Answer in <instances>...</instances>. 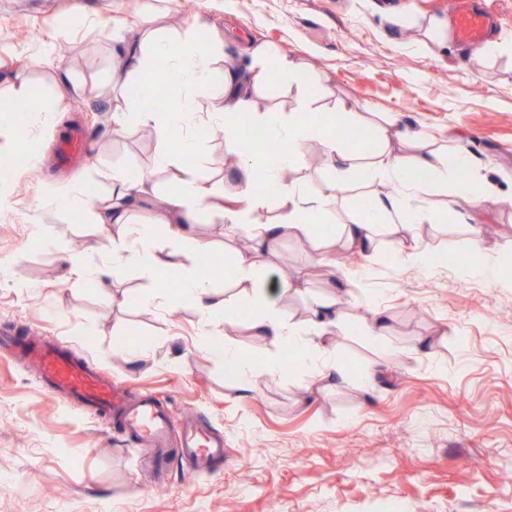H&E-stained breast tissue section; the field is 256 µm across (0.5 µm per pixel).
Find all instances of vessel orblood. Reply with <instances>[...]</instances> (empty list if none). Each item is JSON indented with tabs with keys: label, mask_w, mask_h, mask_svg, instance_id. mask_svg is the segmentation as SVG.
<instances>
[{
	"label": "vessel or blood",
	"mask_w": 512,
	"mask_h": 512,
	"mask_svg": "<svg viewBox=\"0 0 512 512\" xmlns=\"http://www.w3.org/2000/svg\"><path fill=\"white\" fill-rule=\"evenodd\" d=\"M451 22L456 42L468 50L482 47L488 37L489 16L479 0H452ZM0 354L33 364L49 394L64 396L79 410L94 416H115L124 432L156 446L167 442L171 411L167 401L150 391L131 396L119 385L94 370L75 352L57 344L32 341L0 346ZM180 453L203 470H213L224 459V440L189 423L181 432Z\"/></svg>",
	"instance_id": "vessel-or-blood-1"
}]
</instances>
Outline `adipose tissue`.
I'll return each mask as SVG.
<instances>
[{"mask_svg":"<svg viewBox=\"0 0 512 512\" xmlns=\"http://www.w3.org/2000/svg\"><path fill=\"white\" fill-rule=\"evenodd\" d=\"M223 44L224 38L218 31L204 42L190 29L177 38L142 25L132 29L130 43L116 53L113 83L121 103L113 111L112 121L119 127H152L157 142L155 165L134 175L124 168H113L112 190L108 196H87L83 186L77 185L59 197L57 203L92 213L96 223L120 226L129 223L133 212L142 205L156 173H164L173 187L172 193L151 222L140 225L135 241L124 238L113 241L108 274L120 276L127 266L135 263L145 277L153 279L155 287L164 289L168 286L164 273H179L181 297L194 306L199 319L213 335L207 351L223 360L225 375L236 380L242 374L243 365L236 351L219 340L218 335L223 315L237 306L251 308V328L255 335L274 345L288 343L290 349L300 350L305 357L317 358V348L297 339L294 327L287 323L278 307L280 297L288 291V280L270 281L258 271L256 258L284 236L313 240L317 224L331 214L336 204L332 196L309 202L300 189L285 185L279 189L277 218L254 221L252 215L261 201L252 195L250 188L260 170L252 154L240 152L238 148L237 120L263 124L268 138L287 145V152L279 156L284 166L297 164L305 142L317 140L336 176L337 187L354 180L373 182L380 169L390 175L389 190L362 195L358 201L360 218L342 228L345 243L362 251L375 248L378 230L385 224L401 225L407 235H415L423 215L432 209L426 194L438 183L453 181L457 194L475 200L482 197L483 189L471 182L473 160L463 149L440 160L422 153L407 158L390 150L380 135L374 140L379 162L371 167L362 163L357 147L342 142L320 113L305 110L277 122L267 121L265 114L255 109V96L266 84L270 66H277L281 75L303 85L308 84V76L278 46L265 43L245 48V55L251 59L248 75H240L238 69L229 67L215 70L214 63ZM160 57L171 66V88L178 95L177 105L171 110L150 105L156 90L146 73ZM212 79L224 89L220 107L225 119L224 139L235 156L230 170L239 190L231 197L225 196L223 187L194 179L184 158L171 150L174 138L185 137L189 130L203 126L202 116L192 107V92ZM205 214L244 225L251 241L248 250L230 255L228 274L238 289L235 296L216 292L210 284L186 271L190 257L215 254L211 241L191 233L192 225ZM158 224L168 228L171 241L168 248L154 245L153 228Z\"/></svg>","mask_w":512,"mask_h":512,"instance_id":"obj_1","label":"adipose tissue"}]
</instances>
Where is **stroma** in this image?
<instances>
[{
    "mask_svg": "<svg viewBox=\"0 0 512 512\" xmlns=\"http://www.w3.org/2000/svg\"><path fill=\"white\" fill-rule=\"evenodd\" d=\"M482 3L498 45L491 54L435 44L429 24L449 19L448 0H0V86L31 112L24 125L0 119V157L15 165L0 181V331L63 343L172 410L168 448H149L112 417L46 393L30 366L0 358V512H512L503 479L512 472V275L503 273L512 261V0ZM147 15L171 35L195 21L223 23L224 53L241 65L244 44L268 42L314 75L302 87L271 72L258 111L285 116L309 103L329 117L356 112L361 133H384L394 152L413 155L423 135L434 158L460 145L477 157L471 176L489 188L481 204L434 186L430 198L452 202L456 218L427 216L413 239L386 228L361 252L343 244L339 227L356 220L359 196L389 180L336 189L319 143L306 142L292 184L312 201L340 196L320 229L325 259L287 237L258 266L291 281L280 305L304 341L317 304L342 306L345 322L325 338L342 376L312 372L303 356L229 324L223 340L245 371L226 379L206 351L207 328L175 291L131 265L113 285L130 295L121 303L68 274L65 252L104 266L113 239L132 229L101 231L92 215L49 198L76 183L105 195L113 166L134 174L154 165L152 129H114L108 95L113 48L124 26ZM60 44L70 53L56 69L35 66ZM61 89L82 98L83 111L55 112ZM67 133L85 146L61 164ZM23 136L38 143L39 165L20 152ZM225 150L223 133L201 134L193 172L232 196ZM476 230L494 269L468 259ZM414 247L454 259L422 269L406 257ZM122 336L143 354L119 347ZM257 360L269 364L259 379ZM188 418L224 437L213 472L195 471L178 450Z\"/></svg>",
    "mask_w": 512,
    "mask_h": 512,
    "instance_id": "obj_1",
    "label": "stroma"
}]
</instances>
